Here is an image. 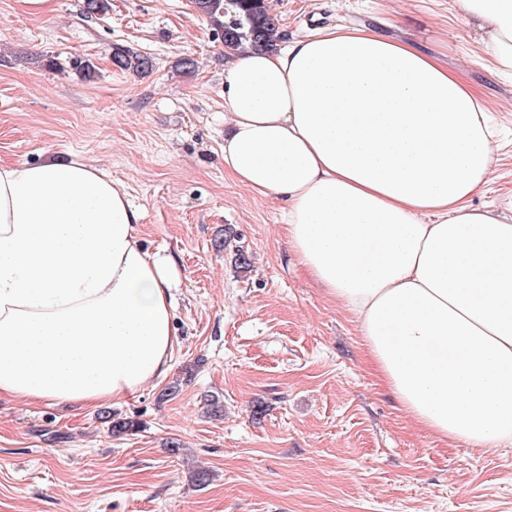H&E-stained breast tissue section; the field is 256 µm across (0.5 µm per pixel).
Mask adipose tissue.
Returning <instances> with one entry per match:
<instances>
[{"label": "adipose tissue", "instance_id": "ef3b65f1", "mask_svg": "<svg viewBox=\"0 0 512 512\" xmlns=\"http://www.w3.org/2000/svg\"><path fill=\"white\" fill-rule=\"evenodd\" d=\"M512 73V0H455ZM224 167L284 197L291 252L354 317L380 383L439 439L512 446V194L474 207L499 146L461 70L367 27L233 53ZM79 160L0 163V397L98 407L163 378L172 256Z\"/></svg>", "mask_w": 512, "mask_h": 512}]
</instances>
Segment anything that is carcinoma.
Instances as JSON below:
<instances>
[{
  "instance_id": "obj_1",
  "label": "carcinoma",
  "mask_w": 512,
  "mask_h": 512,
  "mask_svg": "<svg viewBox=\"0 0 512 512\" xmlns=\"http://www.w3.org/2000/svg\"><path fill=\"white\" fill-rule=\"evenodd\" d=\"M196 8L208 16L216 27L224 50L251 49L273 51L282 40L280 23L267 0H195ZM113 65L147 73L153 64L149 57L122 47L112 49ZM112 434L123 435L136 430V423L112 414L104 416Z\"/></svg>"
}]
</instances>
